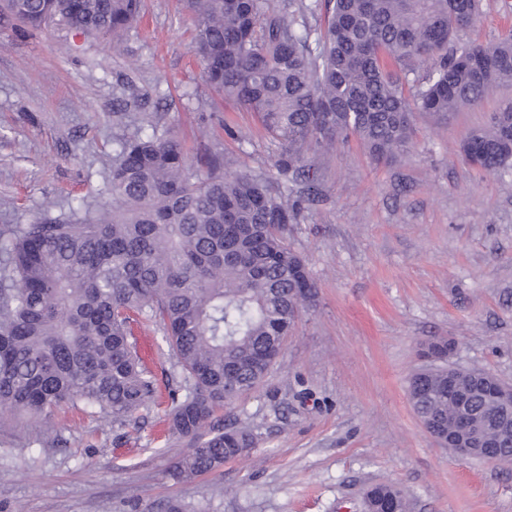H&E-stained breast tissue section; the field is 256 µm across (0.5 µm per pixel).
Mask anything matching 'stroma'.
Returning a JSON list of instances; mask_svg holds the SVG:
<instances>
[{
  "label": "stroma",
  "mask_w": 512,
  "mask_h": 512,
  "mask_svg": "<svg viewBox=\"0 0 512 512\" xmlns=\"http://www.w3.org/2000/svg\"><path fill=\"white\" fill-rule=\"evenodd\" d=\"M119 43L66 28L0 21V227L94 221L112 208V164L126 128L170 130L190 164L216 148L229 171L276 176L280 150L253 113L201 85L180 0H143ZM512 30V0H483L462 41ZM124 100L123 117L112 112ZM512 100V85L445 122L415 115L411 150L373 162L356 140L309 152L320 197L288 227L316 285L262 384L224 408L249 419V457L191 481L169 475L189 442L169 429L187 384L159 324L158 397L122 428L64 404L49 429L0 427V512H363L391 482L411 512H512V466L455 458L425 432L408 395L421 343L452 338L449 364L512 383V166L478 171L459 151Z\"/></svg>",
  "instance_id": "35a3bbf8"
}]
</instances>
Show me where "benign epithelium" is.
<instances>
[{
    "instance_id": "obj_1",
    "label": "benign epithelium",
    "mask_w": 512,
    "mask_h": 512,
    "mask_svg": "<svg viewBox=\"0 0 512 512\" xmlns=\"http://www.w3.org/2000/svg\"><path fill=\"white\" fill-rule=\"evenodd\" d=\"M448 388L459 396L456 417L448 427V441L444 442L455 455L472 459L490 444L512 439V415L501 414L503 407L512 406L511 384L491 373L480 383L467 370L450 366ZM476 390L484 404L479 414L469 410L472 392Z\"/></svg>"
}]
</instances>
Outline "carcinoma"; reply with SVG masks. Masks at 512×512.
Segmentation results:
<instances>
[{"label": "carcinoma", "mask_w": 512, "mask_h": 512, "mask_svg": "<svg viewBox=\"0 0 512 512\" xmlns=\"http://www.w3.org/2000/svg\"><path fill=\"white\" fill-rule=\"evenodd\" d=\"M203 80L259 117L282 144L278 173L304 185L229 175L215 150L198 175L166 129L128 130L112 166V216L0 229V409L47 416L77 402L122 427L154 400L157 384L128 340L130 314L163 326L191 389L174 400L173 432L191 447L171 475L215 471L255 447L250 424L216 414L258 386L268 352L316 294L288 225L319 194L310 150L356 137L376 162L413 141V113L446 119L512 84V32L462 45L480 0H183ZM40 30L65 26L116 43L140 20L141 0H0V16ZM322 15L311 27L307 16ZM430 61L428 73L418 75ZM461 151L491 174L512 164V102ZM446 368L408 385L433 437L455 406ZM367 512H409L402 489L377 484Z\"/></svg>", "instance_id": "1"}]
</instances>
